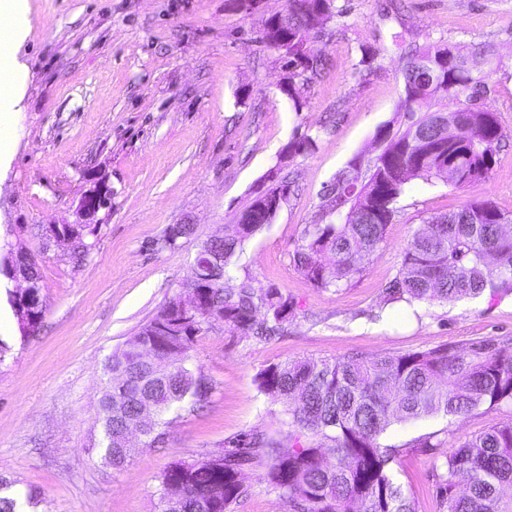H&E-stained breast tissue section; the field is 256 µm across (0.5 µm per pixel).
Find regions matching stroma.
Returning a JSON list of instances; mask_svg holds the SVG:
<instances>
[{"instance_id":"1","label":"stroma","mask_w":512,"mask_h":512,"mask_svg":"<svg viewBox=\"0 0 512 512\" xmlns=\"http://www.w3.org/2000/svg\"><path fill=\"white\" fill-rule=\"evenodd\" d=\"M286 0H28L20 56L30 78L0 143V256L22 246L37 260L47 310L21 338L0 274V476L36 497L34 512H160L159 476L171 461L227 448L255 429L288 437L282 406L261 394L257 371L296 358H375L443 344L512 336V294L445 304L388 300L386 284L431 216L490 198L512 219V0H344V15L314 26L309 47L327 63L302 108L277 88L281 60L259 41ZM424 46L489 43L486 106L505 139L486 183L458 189L410 180L381 250L345 287L303 279L292 254L326 205L323 188L357 155L375 154L378 130L398 124L405 59L393 33ZM376 58L361 63L363 48ZM317 132L315 148L288 162L292 191L272 224L247 241L232 276H251L290 296L297 316L281 338L248 345L218 326L192 361L213 381L202 407L184 411L154 447L120 469L105 464L95 425L106 366L177 292L202 242L228 233L267 185L281 150ZM112 190L94 250L72 262L52 230L76 222L92 179ZM326 214V213H325ZM192 236L163 247L170 227ZM512 419V406L392 426L396 476L417 512H447L435 488L452 447ZM434 435L433 448L415 439ZM248 496L231 512H286L264 480L245 472Z\"/></svg>"}]
</instances>
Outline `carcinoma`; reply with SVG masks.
I'll return each instance as SVG.
<instances>
[{
	"label": "carcinoma",
	"instance_id": "1",
	"mask_svg": "<svg viewBox=\"0 0 512 512\" xmlns=\"http://www.w3.org/2000/svg\"><path fill=\"white\" fill-rule=\"evenodd\" d=\"M329 20L346 13L338 0H287L265 19L261 43L280 51L288 42V98L304 103L309 84L325 61L307 49L311 17ZM404 48V113L398 130H378L381 152L357 156L324 187L328 214L343 222L309 224L293 262L317 288H340L380 249L387 224L397 212L405 184L433 179L456 188L487 182L505 137L494 112L421 111L432 99L458 102L483 84L474 70L493 54L483 45L470 54L438 41L425 46L394 35ZM319 135L304 133L288 144V157L311 151ZM275 215L263 207L242 212L232 233L208 239L213 280L196 287L195 274L178 294L144 324L111 358L95 423L100 426L101 459L122 468L138 452L133 434L149 448L160 441L169 416L205 400L213 386L194 367L190 351L216 325L245 342H268L284 333L296 316L295 303L279 288L246 276L226 274L244 243ZM494 203L475 199L456 211L432 216L408 244L398 274L386 287L392 300L446 302L495 297L512 291V232ZM82 247L75 261L96 245L97 226H77ZM195 295L201 312L187 318L182 299ZM180 357L168 370L143 358ZM260 393L282 403L293 433L280 441L265 431L244 435L221 456L203 454L171 462L160 477L161 512H227L247 496L245 468L265 467V479L288 512H417L397 483L399 449L384 443L395 423L429 416L462 417L482 407L512 405V342L477 339L467 346L444 345L402 355L343 360L299 359L268 365L255 376ZM512 420L452 449L438 475L437 495L448 512H512ZM15 482L0 477V512H20Z\"/></svg>",
	"mask_w": 512,
	"mask_h": 512
}]
</instances>
